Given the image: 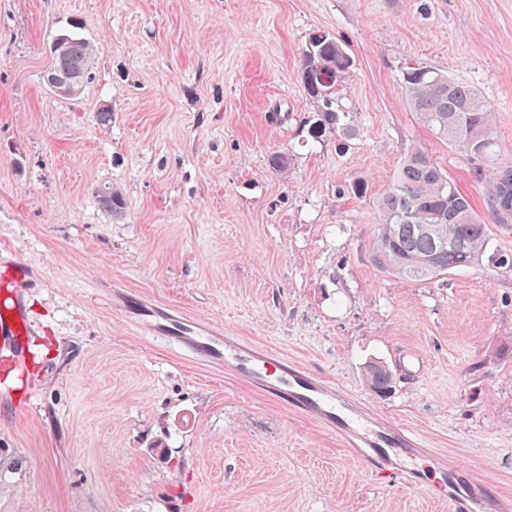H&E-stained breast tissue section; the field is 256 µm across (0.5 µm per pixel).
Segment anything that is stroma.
Listing matches in <instances>:
<instances>
[{"instance_id": "obj_1", "label": "stroma", "mask_w": 512, "mask_h": 512, "mask_svg": "<svg viewBox=\"0 0 512 512\" xmlns=\"http://www.w3.org/2000/svg\"><path fill=\"white\" fill-rule=\"evenodd\" d=\"M76 26L97 77L64 99L42 75ZM318 30L353 65L343 130L315 139ZM413 64L476 89L512 155V0H0V266L30 268L22 372L0 335V512H450L150 334L127 294L327 375L512 498V273L372 262V201L411 148L485 210L407 104ZM404 349L424 373L377 396L365 364Z\"/></svg>"}]
</instances>
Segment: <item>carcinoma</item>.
<instances>
[{
  "label": "carcinoma",
  "instance_id": "1",
  "mask_svg": "<svg viewBox=\"0 0 512 512\" xmlns=\"http://www.w3.org/2000/svg\"><path fill=\"white\" fill-rule=\"evenodd\" d=\"M65 62L80 69L84 82L93 77L99 47L77 32L62 35ZM352 58L335 36L309 35L301 53V81L307 94L322 102L318 138L342 125L345 114L334 107L338 78ZM409 108L465 162L473 182L485 189L484 205L493 223L512 227V158L500 153L494 109L465 83L428 67L403 73ZM104 210L119 216L125 208L121 192L97 190ZM378 220L372 260L376 267L402 279L424 282L472 267L486 259L512 273V254L491 249V225L474 210L471 198L420 149L403 158L392 187L376 199ZM372 392L384 395L395 383L390 368L373 360L364 367Z\"/></svg>",
  "mask_w": 512,
  "mask_h": 512
}]
</instances>
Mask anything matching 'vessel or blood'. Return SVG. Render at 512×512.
Listing matches in <instances>:
<instances>
[{
	"mask_svg": "<svg viewBox=\"0 0 512 512\" xmlns=\"http://www.w3.org/2000/svg\"><path fill=\"white\" fill-rule=\"evenodd\" d=\"M29 275L26 264L13 266L10 277L17 291L0 308V334L24 336L28 323L19 286ZM157 330L183 343L197 357L223 364L227 374L245 382L254 391L287 404L321 425L337 441L352 449L372 471L397 475L413 489L430 485V452L423 439L410 429L371 414L344 393L320 380L314 373L272 351L249 345L231 336H217L164 312H156ZM437 464L445 477L440 498L451 512H512V500L497 497L490 483L472 479L467 467L445 459Z\"/></svg>",
	"mask_w": 512,
	"mask_h": 512,
	"instance_id": "1",
	"label": "vessel or blood"
}]
</instances>
